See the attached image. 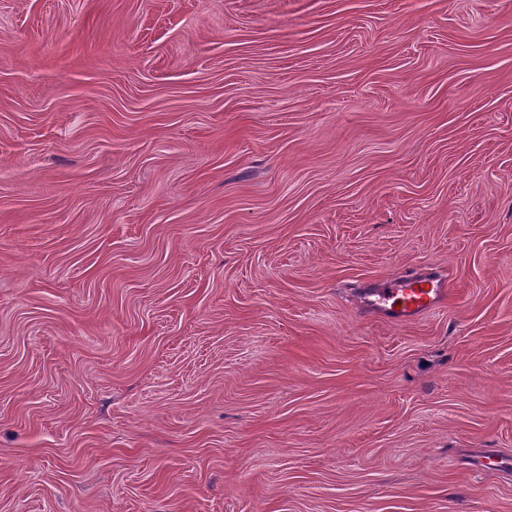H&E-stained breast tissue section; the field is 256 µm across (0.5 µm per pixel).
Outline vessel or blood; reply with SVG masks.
Returning a JSON list of instances; mask_svg holds the SVG:
<instances>
[{
    "instance_id": "1",
    "label": "vessel or blood",
    "mask_w": 512,
    "mask_h": 512,
    "mask_svg": "<svg viewBox=\"0 0 512 512\" xmlns=\"http://www.w3.org/2000/svg\"><path fill=\"white\" fill-rule=\"evenodd\" d=\"M452 287L447 282L429 278H412L393 283L386 290L385 316L393 319H411L435 308Z\"/></svg>"
}]
</instances>
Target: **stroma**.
<instances>
[{
  "instance_id": "35a3bbf8",
  "label": "stroma",
  "mask_w": 512,
  "mask_h": 512,
  "mask_svg": "<svg viewBox=\"0 0 512 512\" xmlns=\"http://www.w3.org/2000/svg\"><path fill=\"white\" fill-rule=\"evenodd\" d=\"M490 452L512 0H0V512H512ZM384 299L391 301L382 307L385 316L392 319H411L435 308L448 295H452V285L448 281L429 278H412L383 288Z\"/></svg>"
}]
</instances>
